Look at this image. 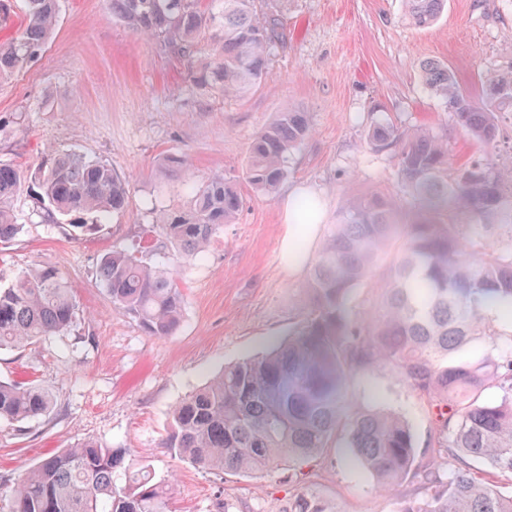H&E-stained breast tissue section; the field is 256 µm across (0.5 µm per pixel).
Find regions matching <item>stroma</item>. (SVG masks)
Segmentation results:
<instances>
[{
    "label": "stroma",
    "instance_id": "35a3bbf8",
    "mask_svg": "<svg viewBox=\"0 0 512 512\" xmlns=\"http://www.w3.org/2000/svg\"><path fill=\"white\" fill-rule=\"evenodd\" d=\"M288 33L266 75L246 96L196 89L182 60L112 17L106 0H59L56 28L38 56L0 80V161L35 167L46 146L112 166L129 191L125 212L95 232L52 224L26 193L8 203L24 230L0 244V287L23 272L56 270L77 305L74 325L25 348L0 349V380L48 390L53 409L22 423L0 420V512H12L19 474L54 450L84 440L122 449L170 486L169 512H224L260 505L282 512L289 493L319 489L341 512H396L350 449L259 475L209 471L166 447L169 408L225 365L288 339L312 308L304 256L322 226L287 224L282 206L300 186L320 193L325 224L351 196L403 197L391 152L364 145L378 121L446 138L453 165L484 155L423 84V61H443L472 98L485 74L512 66V0H448L429 29L411 26L401 0H280ZM309 113L313 131L286 157L274 197L244 178L249 144L279 112ZM186 156L188 169L165 163ZM221 176L237 184L242 208L205 257L177 269L183 318L170 336L149 335L116 309L98 274L115 247L152 242L160 213L185 209L194 186ZM353 398L401 411L427 439L436 411L381 370L356 376Z\"/></svg>",
    "mask_w": 512,
    "mask_h": 512
}]
</instances>
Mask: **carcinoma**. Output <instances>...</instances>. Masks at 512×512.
<instances>
[{
	"label": "carcinoma",
	"mask_w": 512,
	"mask_h": 512,
	"mask_svg": "<svg viewBox=\"0 0 512 512\" xmlns=\"http://www.w3.org/2000/svg\"><path fill=\"white\" fill-rule=\"evenodd\" d=\"M24 24L0 45V79L31 62L52 33L58 0H24ZM112 16L158 49L188 65L194 85L243 97L266 73L271 51L286 41L274 0H107ZM405 18L421 29L436 25L448 0H403ZM423 84L471 138L497 147V114L512 112V68L482 79L475 101L447 65L421 63ZM309 114L285 110L249 146L245 178L271 197L288 175V152L311 133ZM365 143L394 151L405 193L416 210L401 221L389 195L353 198L337 222L325 225L320 246L306 258L304 288L313 308L288 342L224 367L169 412L166 446L195 465L227 474H256L286 462L299 466L333 448H350L377 489L400 503L397 512H512V493L499 478L512 475V328H494L486 309L512 301V238L480 252L482 231L512 224V168L487 158L448 176V140L428 130L404 135L376 122ZM54 224L96 231L125 210L126 181L112 167L79 154L47 150L40 165L0 163V243L23 231L7 207L22 187ZM242 207L235 183L214 177L193 191L185 210L159 219L172 263L155 264L147 251L115 248L99 262L112 304L136 317L149 334L170 336L180 326L183 298L173 265L207 252L220 227ZM456 211L477 221L475 237L448 223ZM368 289L369 307L356 295ZM76 319L72 289L55 271L32 269L0 289V349L63 333ZM483 338L497 351L475 364L451 356ZM387 372L436 409L425 444L448 458V469L422 466L407 417L361 405L346 396L358 374ZM493 391L497 399L485 394ZM50 392L0 381V419L22 423L53 407ZM484 469L476 471L472 464ZM124 471V484L117 483ZM420 478L419 495L402 488ZM169 485L125 453L93 440L43 458L13 484V512H167ZM282 512H340L313 488L288 496Z\"/></svg>",
	"instance_id": "1"
}]
</instances>
